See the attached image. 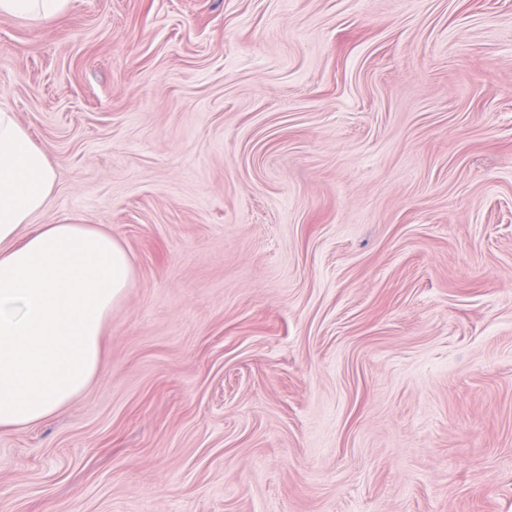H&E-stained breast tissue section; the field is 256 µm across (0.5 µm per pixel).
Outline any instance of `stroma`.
<instances>
[{
	"label": "stroma",
	"instance_id": "obj_1",
	"mask_svg": "<svg viewBox=\"0 0 512 512\" xmlns=\"http://www.w3.org/2000/svg\"><path fill=\"white\" fill-rule=\"evenodd\" d=\"M0 105L134 269L0 512H512V0H73Z\"/></svg>",
	"mask_w": 512,
	"mask_h": 512
}]
</instances>
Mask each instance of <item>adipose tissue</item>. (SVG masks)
<instances>
[{"mask_svg": "<svg viewBox=\"0 0 512 512\" xmlns=\"http://www.w3.org/2000/svg\"><path fill=\"white\" fill-rule=\"evenodd\" d=\"M71 4L0 0V17L41 25ZM55 184L44 150L0 107V429L41 424L90 386L103 327L132 280L110 231L34 223Z\"/></svg>", "mask_w": 512, "mask_h": 512, "instance_id": "obj_1", "label": "adipose tissue"}]
</instances>
